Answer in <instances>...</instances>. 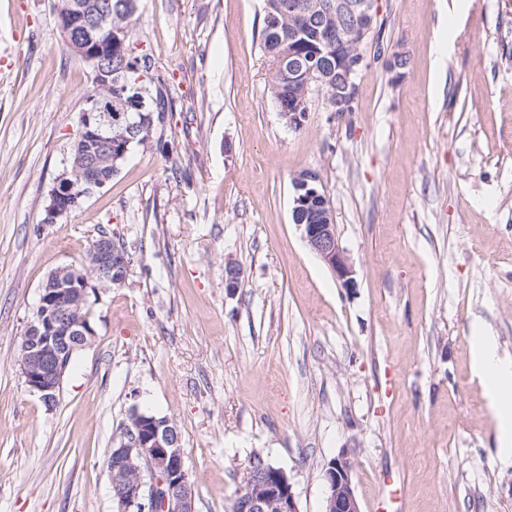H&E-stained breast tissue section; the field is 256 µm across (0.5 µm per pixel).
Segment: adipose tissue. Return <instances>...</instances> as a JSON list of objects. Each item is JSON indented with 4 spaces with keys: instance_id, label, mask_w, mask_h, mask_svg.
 Listing matches in <instances>:
<instances>
[{
    "instance_id": "ef3b65f1",
    "label": "adipose tissue",
    "mask_w": 512,
    "mask_h": 512,
    "mask_svg": "<svg viewBox=\"0 0 512 512\" xmlns=\"http://www.w3.org/2000/svg\"><path fill=\"white\" fill-rule=\"evenodd\" d=\"M473 362L478 373L487 383L490 400L501 417L504 427L503 446H512V364L501 361L496 354L494 341L479 336L474 345Z\"/></svg>"
}]
</instances>
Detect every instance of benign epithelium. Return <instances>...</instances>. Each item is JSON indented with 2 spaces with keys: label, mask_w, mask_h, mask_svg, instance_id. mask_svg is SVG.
Instances as JSON below:
<instances>
[{
  "label": "benign epithelium",
  "mask_w": 512,
  "mask_h": 512,
  "mask_svg": "<svg viewBox=\"0 0 512 512\" xmlns=\"http://www.w3.org/2000/svg\"><path fill=\"white\" fill-rule=\"evenodd\" d=\"M88 0H62L53 16L68 48L92 71L95 94L85 100L79 138L112 150L116 158H125L133 141L135 125L129 112L142 108L141 99L112 92V42L121 41L128 29L110 31V41L95 38L97 27L87 25L84 41L72 39L75 26L85 20ZM292 16L308 19L318 16L319 54L336 59V72L295 66L288 71V82L299 85L297 99L289 111L281 113L295 127L308 112V95L324 94L327 111L353 110L363 56L360 49L373 37L378 17V0H289ZM319 176L306 171L294 178L296 196L294 215L302 227L308 247L332 271L346 288L356 284V271L336 234L335 217L326 195L318 188ZM104 187L85 176V168L74 161L72 168L58 176L50 193L44 223L53 224L70 212L81 197ZM318 210L310 211L314 202ZM98 282L122 283L128 260L123 249L109 239L96 242ZM71 267L53 271L42 285L39 304L29 321L21 342L19 367L28 389L52 406L57 400L63 377L75 351L94 336L89 315L82 314L87 304L88 283L77 284ZM244 271L234 262L224 267L225 287H239ZM118 512H195V491L185 468L181 436L169 419H158L139 409L133 410L131 424L112 442L107 460ZM325 512H361L352 482V464L345 456L330 461L324 472ZM235 512H300L291 476L257 455L249 465L244 484L234 499Z\"/></svg>",
  "instance_id": "obj_1"
}]
</instances>
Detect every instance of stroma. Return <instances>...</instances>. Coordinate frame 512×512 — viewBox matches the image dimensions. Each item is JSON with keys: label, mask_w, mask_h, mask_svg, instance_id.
<instances>
[{"label": "stroma", "mask_w": 512, "mask_h": 512, "mask_svg": "<svg viewBox=\"0 0 512 512\" xmlns=\"http://www.w3.org/2000/svg\"><path fill=\"white\" fill-rule=\"evenodd\" d=\"M50 3L0 0V512H115L107 457L134 408L177 426L196 512H230L257 453L300 512H324L341 455L361 512H512L471 363L477 328L512 361V0H379L352 111L315 93L296 128L264 0H140L128 33L172 75L174 117L53 224L93 84ZM305 170L355 287L293 222ZM103 233L126 278L89 288L95 336L49 407L22 336L48 275Z\"/></svg>", "instance_id": "obj_1"}]
</instances>
